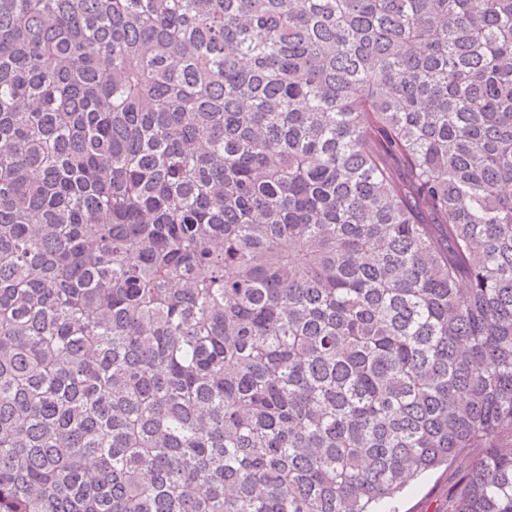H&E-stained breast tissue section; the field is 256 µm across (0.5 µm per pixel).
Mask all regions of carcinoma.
I'll list each match as a JSON object with an SVG mask.
<instances>
[{
    "mask_svg": "<svg viewBox=\"0 0 512 512\" xmlns=\"http://www.w3.org/2000/svg\"><path fill=\"white\" fill-rule=\"evenodd\" d=\"M512 512V0H0V512ZM452 469H440L414 482L397 500L400 512H434L436 505L448 495Z\"/></svg>",
    "mask_w": 512,
    "mask_h": 512,
    "instance_id": "obj_1",
    "label": "carcinoma"
}]
</instances>
